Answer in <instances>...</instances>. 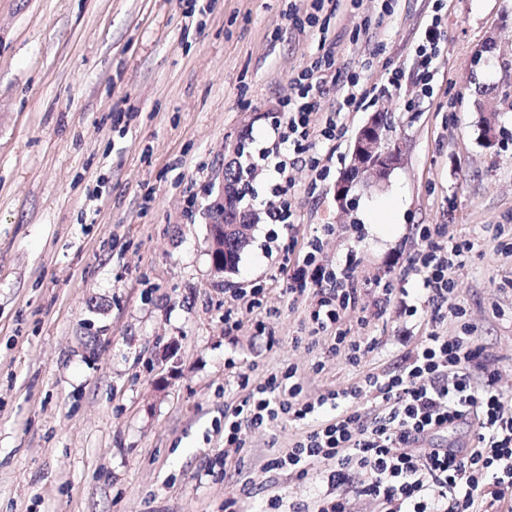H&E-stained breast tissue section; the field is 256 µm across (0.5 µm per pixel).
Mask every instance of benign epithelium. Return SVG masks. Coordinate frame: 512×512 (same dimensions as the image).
Returning <instances> with one entry per match:
<instances>
[{"label":"benign epithelium","instance_id":"7a95c632","mask_svg":"<svg viewBox=\"0 0 512 512\" xmlns=\"http://www.w3.org/2000/svg\"><path fill=\"white\" fill-rule=\"evenodd\" d=\"M401 148L391 142L389 131L380 122L378 113L374 112L367 122L358 130L350 161L345 172L336 181L335 197L338 205L348 206L352 203L351 192L361 180L373 177L378 181L386 179L388 174L400 164ZM251 221L243 224L209 225L210 252L214 257L213 268L224 264V241L228 234L243 240L250 235Z\"/></svg>","mask_w":512,"mask_h":512}]
</instances>
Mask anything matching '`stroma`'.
<instances>
[{"instance_id":"35a3bbf8","label":"stroma","mask_w":512,"mask_h":512,"mask_svg":"<svg viewBox=\"0 0 512 512\" xmlns=\"http://www.w3.org/2000/svg\"><path fill=\"white\" fill-rule=\"evenodd\" d=\"M335 2L319 22L336 70L371 95L342 114L324 180L290 170L294 228L255 224L237 270L217 274L208 206L320 55L311 0H0V512H224L243 493L264 512L273 495L314 497L318 484L266 468L295 435L286 426L249 432L230 471L215 465L224 409L246 396L236 369L292 364L313 393L356 379L323 358L288 294L282 258H302L313 236L363 283L399 281L421 225L476 238L455 297L512 392V253L497 246L512 240V106L486 94L512 83V0H444L427 88L415 49L434 0H394L384 18L378 0ZM377 110L394 119L402 163L340 208L334 186ZM391 203L384 237L370 214ZM372 302L363 291L344 318L351 335L383 339L368 369L395 362L397 336L425 332L395 302L362 324Z\"/></svg>"}]
</instances>
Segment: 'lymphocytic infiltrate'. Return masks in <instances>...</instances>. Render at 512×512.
<instances>
[{"instance_id":"obj_1","label":"lymphocytic infiltrate","mask_w":512,"mask_h":512,"mask_svg":"<svg viewBox=\"0 0 512 512\" xmlns=\"http://www.w3.org/2000/svg\"><path fill=\"white\" fill-rule=\"evenodd\" d=\"M332 54L296 73V93L281 105L259 157L274 182L264 204L270 224H293L295 196L288 161L307 150L312 136L331 145L340 113L353 111L368 91L356 74L336 85L339 109L327 115L320 132L311 128L323 67ZM423 247L409 256L408 287L377 283L374 318H383L392 299L427 327L425 336L404 348L398 362L369 372L347 387L311 393L295 365L257 378L242 372L237 384L247 397L224 414V455L247 446L251 429L286 425L298 436L288 452L267 462L296 478L319 479L324 492L289 502L288 512H357L377 503L384 512H487V497L504 501L512 491V396L497 387L498 368L485 362L486 347L467 311L455 303L452 274L472 241L461 242L422 228ZM322 241L312 238L292 274L289 293L308 301L314 333L324 334L325 354L354 369L380 345L376 336H352L343 326L356 308V266L352 259L321 260ZM457 324L454 334L445 322Z\"/></svg>"}]
</instances>
